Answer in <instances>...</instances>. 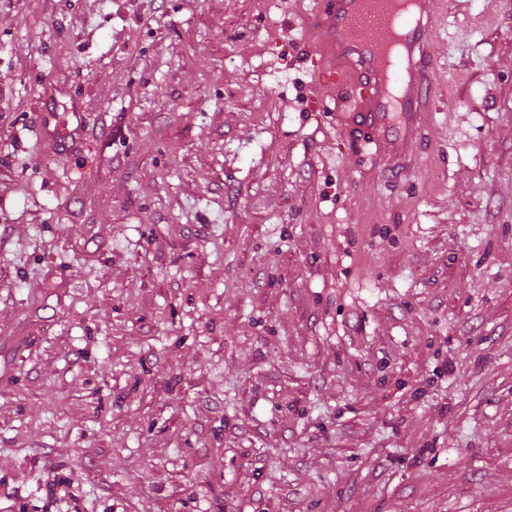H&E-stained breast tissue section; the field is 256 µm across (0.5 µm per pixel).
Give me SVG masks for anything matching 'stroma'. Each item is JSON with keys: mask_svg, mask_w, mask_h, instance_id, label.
<instances>
[{"mask_svg": "<svg viewBox=\"0 0 512 512\" xmlns=\"http://www.w3.org/2000/svg\"><path fill=\"white\" fill-rule=\"evenodd\" d=\"M310 6L0 0V508L512 512V0L402 178Z\"/></svg>", "mask_w": 512, "mask_h": 512, "instance_id": "35a3bbf8", "label": "stroma"}]
</instances>
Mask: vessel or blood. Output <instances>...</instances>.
I'll use <instances>...</instances> for the list:
<instances>
[{"label": "vessel or blood", "mask_w": 512, "mask_h": 512, "mask_svg": "<svg viewBox=\"0 0 512 512\" xmlns=\"http://www.w3.org/2000/svg\"><path fill=\"white\" fill-rule=\"evenodd\" d=\"M443 0H419L392 25L393 0H313L309 25L319 35L316 77L327 92L351 87L336 106L337 124L366 126L381 173L410 172L437 95L430 34Z\"/></svg>", "instance_id": "b4317fda"}]
</instances>
